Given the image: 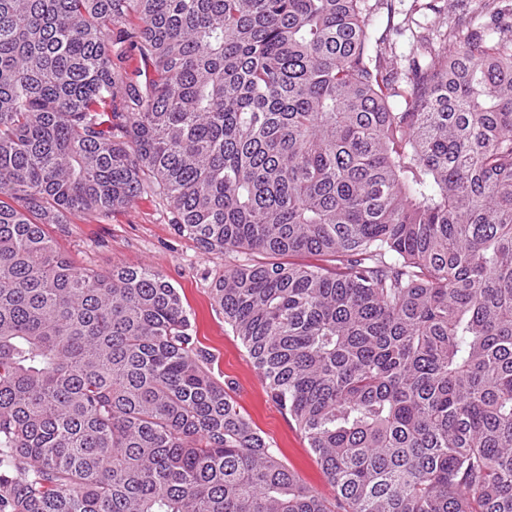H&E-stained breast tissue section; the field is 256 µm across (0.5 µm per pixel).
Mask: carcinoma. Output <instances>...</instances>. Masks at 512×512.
Masks as SVG:
<instances>
[{
    "label": "carcinoma",
    "instance_id": "cac0c4a2",
    "mask_svg": "<svg viewBox=\"0 0 512 512\" xmlns=\"http://www.w3.org/2000/svg\"><path fill=\"white\" fill-rule=\"evenodd\" d=\"M373 11L0 0V512H512V28L398 74ZM143 194L245 255L213 300L334 501L211 375L178 288L45 231ZM137 33V26L133 25L112 28V59L120 63L129 74L146 69L145 61L136 46Z\"/></svg>",
    "mask_w": 512,
    "mask_h": 512
}]
</instances>
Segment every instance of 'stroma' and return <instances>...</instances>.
<instances>
[{
  "instance_id": "35a3bbf8",
  "label": "stroma",
  "mask_w": 512,
  "mask_h": 512,
  "mask_svg": "<svg viewBox=\"0 0 512 512\" xmlns=\"http://www.w3.org/2000/svg\"><path fill=\"white\" fill-rule=\"evenodd\" d=\"M493 18L512 24V0H391L390 9L374 15L371 33L389 66L408 71L429 63V48L443 33L463 35L468 27ZM50 233L76 267L145 265L164 274L183 297L191 332L210 355L212 375L265 441L279 449L282 461L325 498L334 497L298 426L268 397L262 375L214 305L212 290L228 262L224 254L206 252L195 240L179 235L166 206L148 195L108 216L68 217Z\"/></svg>"
}]
</instances>
